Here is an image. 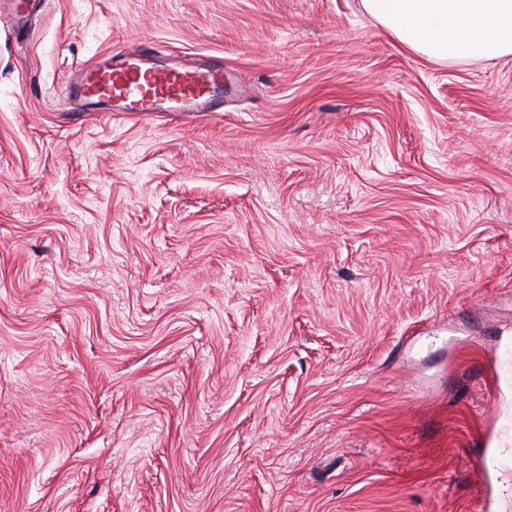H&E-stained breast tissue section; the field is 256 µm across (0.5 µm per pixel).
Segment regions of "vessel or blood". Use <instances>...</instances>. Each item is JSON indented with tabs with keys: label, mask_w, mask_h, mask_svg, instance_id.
<instances>
[{
	"label": "vessel or blood",
	"mask_w": 512,
	"mask_h": 512,
	"mask_svg": "<svg viewBox=\"0 0 512 512\" xmlns=\"http://www.w3.org/2000/svg\"><path fill=\"white\" fill-rule=\"evenodd\" d=\"M144 48L109 54L75 70L68 94L96 100L105 112H212L224 89V67L212 60L156 66ZM498 429L486 439L481 461L489 476L512 470V344L495 350Z\"/></svg>",
	"instance_id": "obj_1"
}]
</instances>
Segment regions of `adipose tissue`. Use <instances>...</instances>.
<instances>
[{
	"mask_svg": "<svg viewBox=\"0 0 512 512\" xmlns=\"http://www.w3.org/2000/svg\"><path fill=\"white\" fill-rule=\"evenodd\" d=\"M406 49L431 60L512 54V0H362Z\"/></svg>",
	"mask_w": 512,
	"mask_h": 512,
	"instance_id": "1",
	"label": "adipose tissue"
}]
</instances>
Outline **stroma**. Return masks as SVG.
<instances>
[{"label":"stroma","instance_id":"1","mask_svg":"<svg viewBox=\"0 0 512 512\" xmlns=\"http://www.w3.org/2000/svg\"><path fill=\"white\" fill-rule=\"evenodd\" d=\"M224 65L216 112L72 69ZM512 55L361 0L0 4V512H481ZM145 48L104 55L69 77L68 94L95 99L100 112H216L224 65L213 60L155 66Z\"/></svg>","mask_w":512,"mask_h":512}]
</instances>
